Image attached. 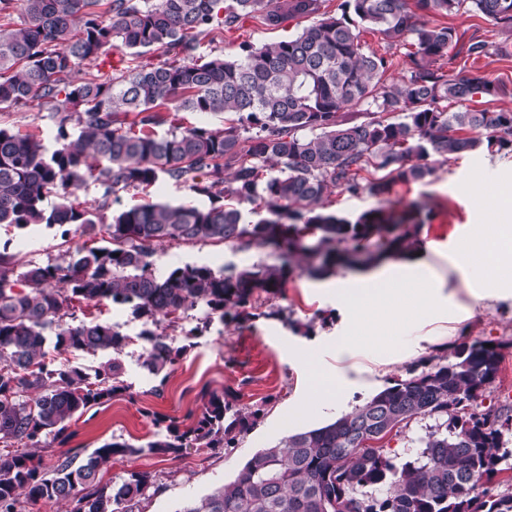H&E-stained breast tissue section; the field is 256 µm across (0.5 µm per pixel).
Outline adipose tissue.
<instances>
[{
  "label": "adipose tissue",
  "mask_w": 512,
  "mask_h": 512,
  "mask_svg": "<svg viewBox=\"0 0 512 512\" xmlns=\"http://www.w3.org/2000/svg\"><path fill=\"white\" fill-rule=\"evenodd\" d=\"M495 194V187L489 184L475 191L474 203L478 209L486 210L487 221L479 225L455 262L460 274L476 283L475 298L480 302L498 293L502 279L512 275V227L502 224L500 211L486 209L487 200ZM338 295L351 314L348 335L336 340V356L341 360L363 355L365 345L375 342V333L383 326L385 316L414 321L443 306L440 284L434 282L417 290L409 280L398 278L390 270L373 276L369 287L342 288ZM315 377V392L323 405L339 411L347 409L356 382L341 370L333 374L319 371Z\"/></svg>",
  "instance_id": "adipose-tissue-1"
}]
</instances>
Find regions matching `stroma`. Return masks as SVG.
Returning a JSON list of instances; mask_svg holds the SVG:
<instances>
[{"instance_id": "stroma-1", "label": "stroma", "mask_w": 512, "mask_h": 512, "mask_svg": "<svg viewBox=\"0 0 512 512\" xmlns=\"http://www.w3.org/2000/svg\"><path fill=\"white\" fill-rule=\"evenodd\" d=\"M427 20L501 45V52L481 59L480 64L490 78L512 87V29L473 14L432 13ZM303 25V20L296 19L272 28L250 19L242 27L215 35L208 49L215 55H230L240 43L257 47L282 40L295 35ZM59 120V112L36 101L0 107V127L35 136L51 150L57 146ZM482 181L512 193V153H466L436 164L434 174L424 182L395 186L393 198L400 205L424 201L432 207L433 216L420 233V255L394 261L393 266L405 276H435L442 282L444 294L449 295L450 305L422 321L416 337L392 331L382 360L366 361L357 372L360 390L352 399L353 405H360L390 381L407 377L412 365L447 355L459 342L512 340V291L501 290L499 297L476 305L472 283L455 267L460 245L482 222L471 199L473 187ZM118 198L124 207L188 201L200 207L209 204L207 198L163 177L146 190L119 192ZM6 240L11 241V251L22 268L31 262L56 260L65 251L81 247L87 237L76 232L64 238L57 228L43 224L24 229L1 226L0 241ZM277 261L276 252L269 248L173 243L156 250L153 270L163 277L186 264L219 271ZM367 275V270L349 268L322 279L294 272L283 291L263 301L255 318L243 328L216 319L200 330L196 319L179 321L169 333L174 346L184 347L185 353L164 377L150 374L144 367L146 350L142 344L128 346L123 354L126 390L74 418L67 443H59L50 435L43 437V446L36 454L45 470H52L65 455L83 458L104 443L124 442L135 446L136 454L112 457L100 467L98 481L112 483L132 472L148 473L155 493L144 502L142 512H181L188 502L233 480L257 451L288 435L333 422L337 413L320 409L304 363L310 360L327 369L335 368L336 339L350 330V314L339 304L337 291L359 287ZM206 389L236 391L238 408L260 413L253 428L238 435L234 446L219 455H208L200 448L182 449L176 457L147 452L146 443L165 435L164 419H176L183 431L194 425V416L202 407L201 393Z\"/></svg>"}]
</instances>
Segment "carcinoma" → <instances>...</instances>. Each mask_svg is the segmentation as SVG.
Here are the masks:
<instances>
[{
  "label": "carcinoma",
  "instance_id": "1",
  "mask_svg": "<svg viewBox=\"0 0 512 512\" xmlns=\"http://www.w3.org/2000/svg\"><path fill=\"white\" fill-rule=\"evenodd\" d=\"M0 0V106L49 104L65 113L58 147L0 127V224L75 226L84 234L103 224V246H82L46 264L17 271L0 246V512L23 501H66L72 512H140L152 484L145 473L110 486L96 484L116 455H176L194 445L219 454L247 431L251 415L234 406L237 393L202 391L195 425L135 448L110 442L78 465L42 469L32 449L42 437L64 436L68 423L125 390L122 355L132 337L95 319L77 324L76 305L124 306L143 320L144 366L173 367L184 348L170 343L165 322L198 313L243 324L255 317L254 296L281 293L303 258L322 254L309 272L370 267L409 259L431 210L412 203L399 211L392 191L434 173V164L481 148L512 152V112L473 111L474 95L512 96L479 67L445 68L452 56L478 60L487 41L422 13H479L512 27V0ZM260 17L268 27L310 19L298 34L234 56L206 57L201 42ZM377 32L392 50L407 44L409 67L388 76L391 58L365 48ZM162 48L168 59L105 73L114 51ZM85 62L97 73L76 82ZM460 110L448 111L446 101ZM175 105V113L167 112ZM224 115V127L185 126L178 112ZM132 122H126L128 116ZM76 117L79 133L67 122ZM167 125L161 135L158 128ZM204 196L210 206L147 203L112 208L120 190L160 177ZM92 181L96 205L80 199ZM366 192L378 205L355 220L327 210L333 190ZM266 216L246 223L240 206ZM317 244H305L308 235ZM378 241L379 252L368 243ZM212 241L281 251L278 264L215 272L203 266L152 270L166 243ZM103 354L89 374L57 364L46 345ZM501 346L480 340L451 348L443 362L409 370L349 414L281 439L256 452L234 480L188 503L182 512H512V492L488 488L512 471L502 428L511 415L481 410L478 399L496 382ZM430 419L422 452L397 464L386 442L414 421Z\"/></svg>",
  "mask_w": 512,
  "mask_h": 512
}]
</instances>
